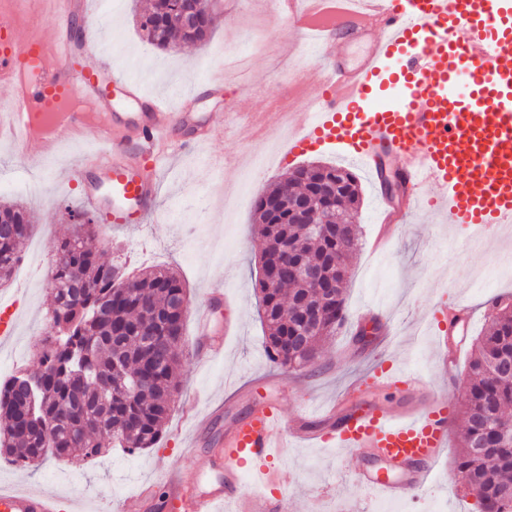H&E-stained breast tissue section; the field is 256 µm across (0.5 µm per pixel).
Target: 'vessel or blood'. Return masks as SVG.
Masks as SVG:
<instances>
[{
  "mask_svg": "<svg viewBox=\"0 0 512 512\" xmlns=\"http://www.w3.org/2000/svg\"><path fill=\"white\" fill-rule=\"evenodd\" d=\"M303 9L288 10L304 45L313 48L315 66L302 74L308 99L293 106L288 122L294 132L284 154L296 158L333 140L372 176L377 199H384L383 169L391 167L405 195V212L428 206L449 213L467 226L473 246H483L512 225V0H303ZM56 16L52 39L13 35L0 49V85L13 94L11 111L0 113V144L15 147L36 142L41 159L55 160L59 149L75 145L86 130L97 129L102 149L85 151L80 169L87 180L83 201L103 212L110 227L137 224L156 213L159 183L150 166L158 148L176 132L183 147L202 144L200 122L189 112L173 111L152 96L142 80L114 77L106 93L100 76L112 67L108 43L70 37L81 0H50ZM364 46L349 61L352 46ZM52 57L42 63L37 80L26 78L30 58L42 49ZM96 56L95 65L76 72L69 63L76 49ZM402 86L393 106L376 99L381 80ZM124 98L142 111L127 119L114 106ZM94 111H85L84 101ZM62 110L45 129L33 122L48 102ZM384 383L408 393L406 402L360 405L355 396L362 381H353L325 410L326 430L314 432L304 422L287 424L274 393L260 392L250 411L224 433V448L196 476H167L163 497L145 485L128 498L124 512H215L233 504L236 512H286L285 499L268 493L244 494L241 475L255 469L266 485L274 482L272 463L288 444L334 445L337 453L374 456L397 469L398 477L360 472L372 492L398 499L421 489L435 463L445 454L451 418L445 394L414 372L399 369ZM191 421L190 447L209 436L213 420L186 406ZM0 512H63L51 492L0 491Z\"/></svg>",
  "mask_w": 512,
  "mask_h": 512,
  "instance_id": "obj_1",
  "label": "vessel or blood"
}]
</instances>
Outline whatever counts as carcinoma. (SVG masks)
<instances>
[{"mask_svg": "<svg viewBox=\"0 0 512 512\" xmlns=\"http://www.w3.org/2000/svg\"><path fill=\"white\" fill-rule=\"evenodd\" d=\"M147 40L160 50L175 41L204 42L213 29L207 15L188 26L176 0H150L138 19ZM335 194L337 216L355 221L362 188L345 168L310 164L270 185L255 203L264 247L259 255L257 291L270 361L288 371L311 366L323 343L347 320L344 288L349 260L359 248L358 227L346 238L302 237L295 224L297 207L323 203L320 190ZM34 214L22 205L0 206V281L11 278L34 227ZM96 225H79L58 241L51 280L47 331L36 348L39 367L21 369L0 384V457L26 466L48 456L61 460L93 458L119 446L133 453L159 442L177 389L178 348L184 318L174 300L187 294L174 272H142L126 287L123 276L86 246ZM289 244L303 264L323 269L335 300L321 327L304 340L297 332L304 313L320 303L307 281L282 276L269 286L265 277L280 248ZM165 325V336H143L144 314ZM488 317L490 328L475 340L468 365L456 471L468 478L479 512H512V435L503 420L512 407V378L500 368L512 361V305L498 298Z\"/></svg>", "mask_w": 512, "mask_h": 512, "instance_id": "obj_1", "label": "carcinoma"}]
</instances>
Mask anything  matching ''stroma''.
<instances>
[{"mask_svg": "<svg viewBox=\"0 0 512 512\" xmlns=\"http://www.w3.org/2000/svg\"><path fill=\"white\" fill-rule=\"evenodd\" d=\"M148 2L122 0L111 8L106 0H94L83 25L113 47L116 67L144 80L152 92L167 97L176 90H196L191 110L197 117L227 112L233 126L214 137L203 152L171 147L157 171L159 221L128 229L99 228L96 244L107 260L130 275L148 267L177 270L194 306H205L211 284L223 282L232 305L214 308L213 323L235 321L240 330L225 337L222 357L204 362L192 343L194 323L185 321L180 389L156 447L133 453L116 448L69 467L52 457L32 468L5 465L0 467V487L49 491L76 512H120L122 501L155 481L160 467L191 474L205 468L210 444L191 452L186 449L190 427L181 415L185 402L196 400L203 414L207 400L223 401L224 414L212 432L217 439L247 410L245 402L231 400L233 387L254 385L271 375L283 382L279 400L288 420L301 407L335 402L352 379L383 368L423 374L445 391L452 419H460L469 342L490 325L488 300L512 296V274L496 273L504 261L512 260V228L505 229L498 241L476 249L469 245L464 227L452 224L450 217L423 210L397 225L396 242L388 251L373 252L370 244L379 224L374 183L367 171L358 170L363 203L356 222L362 246L350 264L345 292L348 322L326 342L314 366L281 371L266 356L264 328L257 314L256 260L262 241L253 217L254 200L299 166L322 162L345 167L349 161L336 148H319L257 171L252 170L251 159L264 153L267 129L282 120L280 113L270 111V102L285 94L316 58L311 50L301 48V38L288 20L273 18L264 0H223L204 45L179 42L172 50H159L136 23L138 11ZM291 44L297 48L292 60L281 54ZM229 48L245 52L250 90H243L237 79L228 76L222 90L201 93L202 83L221 71ZM29 179L39 182L38 193L17 192V183ZM0 202H20L31 209L38 219L31 240L41 244L43 252L42 265L12 276L0 287V296L14 298L19 306L14 334L0 347L1 380L19 367L34 365V343L44 332L51 304L55 244L73 230L67 210L82 207L81 182L48 179L36 144L21 150L0 144ZM442 301L472 310L470 325L452 333L453 342L462 343L463 348L445 374L438 369L434 340L438 326L432 320L435 305ZM379 312L390 318L391 328L366 345L352 342L358 327L374 322ZM447 448L426 488L393 500L396 512H479L475 494L455 479L460 451L457 431L449 432ZM274 465L276 482L271 492L287 497L288 512H336L342 502L350 503L356 512H375L382 502L381 496L358 484L361 462L356 456L340 457L325 446H291L281 449Z\"/></svg>", "mask_w": 512, "mask_h": 512, "instance_id": "obj_1", "label": "stroma"}]
</instances>
